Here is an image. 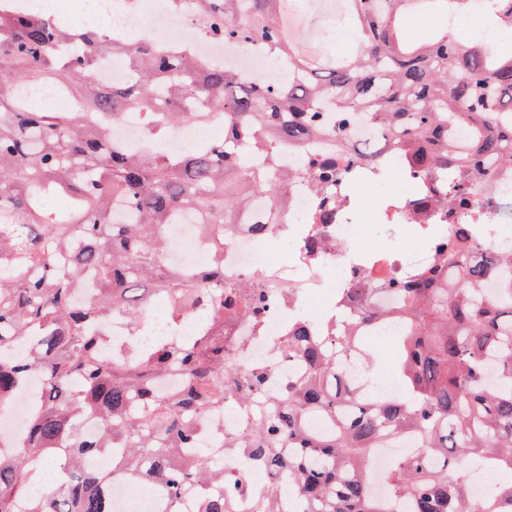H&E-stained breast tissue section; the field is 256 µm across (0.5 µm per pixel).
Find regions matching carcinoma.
<instances>
[{"instance_id": "cac0c4a2", "label": "carcinoma", "mask_w": 512, "mask_h": 512, "mask_svg": "<svg viewBox=\"0 0 512 512\" xmlns=\"http://www.w3.org/2000/svg\"><path fill=\"white\" fill-rule=\"evenodd\" d=\"M278 2L195 0L198 35L288 59V77L268 83L188 48L175 53L149 37L130 45L0 0V408L31 374L46 385L25 443L0 453V512H112L111 477L93 466L112 448L122 449L126 479L153 482L174 504L189 488L195 512H238L242 500L254 512H512V487L493 482L480 498L456 467L467 456L492 476L512 473V279L486 294L500 263L512 269V252L450 242L440 267L387 283L402 298L395 394L368 400L339 375L347 358L373 374L364 333L385 315L366 308L343 316L332 336L306 319L289 324L279 346L304 369L275 387L274 370L241 368L224 342V327L267 308L264 287L224 277V227L254 196L272 210L254 233L284 223L296 173L283 167L282 146L326 135L344 144L357 121H371L410 172L441 180L446 217L469 207L484 220L471 186L495 167L512 169V50L456 42L448 11L467 0H346L357 47L314 65L288 41ZM496 2V23L512 30V0ZM415 4L443 18L419 45L401 37ZM109 53L126 59L134 82L100 81L98 60ZM197 101L220 108L224 136L161 149L178 128L209 124ZM128 117L144 128L137 148L111 137ZM307 164L325 187L351 174L344 155L314 153ZM49 195L66 197L67 209H48ZM188 210L207 217L201 232L213 254L185 276L162 255L165 226ZM335 219L336 198L326 196L313 223ZM148 292L168 296L173 317L196 307L202 335L114 357L95 326H147ZM34 332L36 350L14 355ZM168 375L182 385L163 397L157 383ZM235 400L252 422L217 448L199 446L201 419ZM88 416L96 436L82 431ZM406 435L419 446L386 473L384 499L369 488L370 451ZM241 456L275 480L257 486L215 463ZM49 466L61 479L31 491Z\"/></svg>"}]
</instances>
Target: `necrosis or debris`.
Returning <instances> with one entry per match:
<instances>
[{
	"instance_id": "necrosis-or-debris-1",
	"label": "necrosis or debris",
	"mask_w": 512,
	"mask_h": 512,
	"mask_svg": "<svg viewBox=\"0 0 512 512\" xmlns=\"http://www.w3.org/2000/svg\"><path fill=\"white\" fill-rule=\"evenodd\" d=\"M120 10L111 14L114 32L150 35L155 41L178 45L192 42L197 56L262 75L266 81H279L287 62H271L256 50H244L220 42L197 39L192 35L191 14L194 0H181L172 10L153 4L150 11L117 0ZM314 176L292 179L288 184V238L292 246L284 260L272 253L280 236L238 233L224 243V274L241 280L262 274L270 283L269 305L262 322L243 320L226 328L225 334L242 347L240 362L249 367L267 365L279 375L296 367L278 347V341L297 317L324 324L338 309L349 308L354 289H365L369 307L385 312L387 322L378 328V337L399 335L401 298L387 289L389 281L412 279L431 267L442 242L457 238L459 225L471 227L468 240L480 251L497 253L512 245V224L494 215L474 221L468 211L453 218L440 217L434 208V194L427 180L387 163L380 171H357L353 181L337 186L341 204L332 224L313 223L319 200ZM198 212L184 213L179 223L166 227L165 263L180 271H193L209 260V240L200 232ZM318 237L317 253L306 248L309 238ZM44 394L43 380L32 375L22 392L17 393L8 411L0 414V444L10 445L25 432L34 400ZM113 512H168L170 502L153 485L113 480L109 487Z\"/></svg>"
}]
</instances>
